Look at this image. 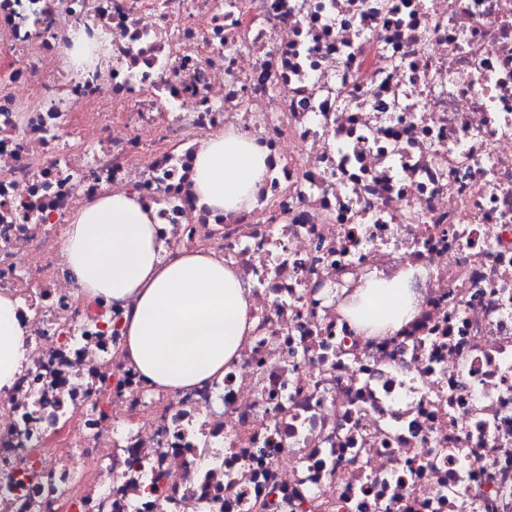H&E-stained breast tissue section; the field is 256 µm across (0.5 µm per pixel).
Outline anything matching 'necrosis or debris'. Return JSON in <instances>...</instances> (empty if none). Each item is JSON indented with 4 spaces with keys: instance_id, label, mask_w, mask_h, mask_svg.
I'll return each mask as SVG.
<instances>
[{
    "instance_id": "necrosis-or-debris-1",
    "label": "necrosis or debris",
    "mask_w": 512,
    "mask_h": 512,
    "mask_svg": "<svg viewBox=\"0 0 512 512\" xmlns=\"http://www.w3.org/2000/svg\"><path fill=\"white\" fill-rule=\"evenodd\" d=\"M267 154L252 209L193 157ZM137 192L165 253L236 270L254 323L170 392L82 299L77 204ZM405 275L382 336L342 307ZM0 512H512V0H0ZM265 167V153L243 132L230 130L204 138L193 158L199 203L214 213L249 210ZM28 334L18 316V300L10 293L0 292V389L13 385Z\"/></svg>"
}]
</instances>
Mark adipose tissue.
Instances as JSON below:
<instances>
[{
	"label": "adipose tissue",
	"instance_id": "1",
	"mask_svg": "<svg viewBox=\"0 0 512 512\" xmlns=\"http://www.w3.org/2000/svg\"><path fill=\"white\" fill-rule=\"evenodd\" d=\"M266 167L247 134L204 138L193 158L200 204L216 213L245 211ZM154 213L137 195L106 193L78 207L66 228L63 256L80 296L134 301L124 324L125 350L143 378L169 391L224 376L251 329L250 298L236 272L208 252L162 257ZM415 302L395 280H377L349 308L355 323L378 331L411 319ZM28 330L18 301L0 292V389L11 387Z\"/></svg>",
	"mask_w": 512,
	"mask_h": 512
}]
</instances>
